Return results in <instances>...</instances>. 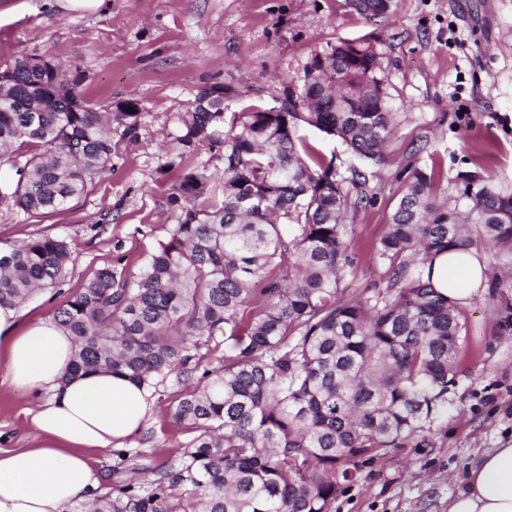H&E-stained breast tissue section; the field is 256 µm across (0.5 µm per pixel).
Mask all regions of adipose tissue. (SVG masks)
<instances>
[{"mask_svg": "<svg viewBox=\"0 0 512 512\" xmlns=\"http://www.w3.org/2000/svg\"><path fill=\"white\" fill-rule=\"evenodd\" d=\"M486 277L472 252L432 260L431 286L460 305ZM75 352L73 337L54 319L28 323L16 306L0 305V379L43 396L31 413L35 446L0 448V512H67L90 501L100 484L91 453L123 447L147 414L148 392L128 379L108 370L71 374ZM448 512H512V446L471 462Z\"/></svg>", "mask_w": 512, "mask_h": 512, "instance_id": "ef3b65f1", "label": "adipose tissue"}]
</instances>
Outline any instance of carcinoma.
I'll list each match as a JSON object with an SVG mask.
<instances>
[{
  "label": "carcinoma",
  "instance_id": "carcinoma-1",
  "mask_svg": "<svg viewBox=\"0 0 512 512\" xmlns=\"http://www.w3.org/2000/svg\"><path fill=\"white\" fill-rule=\"evenodd\" d=\"M349 4L370 19L394 6ZM382 59L375 34L343 39L312 56L281 112L228 114L214 102L186 113L165 164L176 172L177 223L138 272L121 256L55 313L76 344L73 373L110 369L148 390L224 338V364L187 385L172 410L189 435L180 460L92 512H331L387 449L430 447L466 336L426 265L453 249L512 254V185L460 173L440 200L413 168L374 251L385 287L350 291L348 221L369 201L367 167L384 160L395 129ZM3 73L0 162L18 179L0 184V198L30 216L52 213L112 167V121L136 113L103 116L81 93L84 74L61 62L18 61ZM301 123L364 167L341 176L298 138ZM205 146L210 158L188 164ZM215 182L223 192L212 199ZM71 256L60 236L0 245V304L60 285Z\"/></svg>",
  "mask_w": 512,
  "mask_h": 512
}]
</instances>
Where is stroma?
<instances>
[{
	"label": "stroma",
	"instance_id": "stroma-1",
	"mask_svg": "<svg viewBox=\"0 0 512 512\" xmlns=\"http://www.w3.org/2000/svg\"><path fill=\"white\" fill-rule=\"evenodd\" d=\"M370 32L382 41L397 125L384 162L372 169L370 201L348 229L358 289L382 280L374 248L408 170L432 171L441 197L460 172L512 183V0H395L393 14L377 21L347 0H106L95 13L52 0H0V71L46 56L85 74L84 95L98 111L138 103L133 123H113L112 170L86 194L37 218L0 205V241L61 235L72 246L65 284L20 304L24 321L53 316L117 255L138 270L166 237L178 212L168 202L164 166L201 88H230L232 112L279 107L313 55ZM507 304L512 288L495 299L484 288L463 307L465 373L447 421L430 431V447L401 448L364 465L331 512H448L475 456L512 445V329L499 326ZM181 393L168 378L124 447L94 455L102 487L116 492L178 461L187 437L171 413ZM35 403L0 385V448L29 445L27 412Z\"/></svg>",
	"mask_w": 512,
	"mask_h": 512
}]
</instances>
